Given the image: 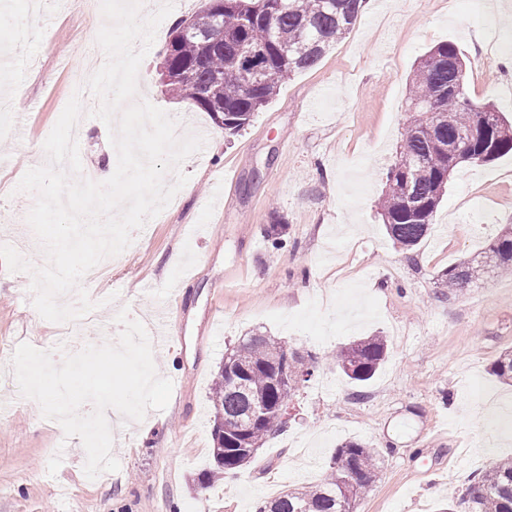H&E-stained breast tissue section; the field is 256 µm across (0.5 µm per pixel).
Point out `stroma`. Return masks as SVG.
I'll use <instances>...</instances> for the list:
<instances>
[{
    "mask_svg": "<svg viewBox=\"0 0 512 512\" xmlns=\"http://www.w3.org/2000/svg\"><path fill=\"white\" fill-rule=\"evenodd\" d=\"M489 14L484 0H374L314 67L296 73L249 125L210 140L215 123L188 100L167 96L157 65L173 25L204 0H174L139 70V96L205 135L181 165L195 187L177 193L144 236L87 285L95 307L80 320V344L116 342L115 316L154 318L165 305L159 376L173 382L164 410L146 414L148 437L113 433L116 472L84 474L79 437L65 438L37 402L15 401L10 358L26 342L65 344L59 324L32 305L31 276L0 263V512H256L285 490L318 483L337 447L359 441L378 453L379 478L357 512H437L468 479L512 457V416L487 413L512 384L490 372L512 351V272L483 274L463 290L439 285L448 266L474 258L512 225V156L459 166L415 248L394 244L379 199L405 131L409 79L430 49L454 42L467 90L512 118V0ZM37 11L25 43L0 29V79L26 88L19 109H0V244L10 243L35 202L17 192L29 158L70 99L74 71L102 16L80 0H0ZM83 169L110 177L117 155L99 119L82 117ZM280 223L283 248L267 231ZM274 336L310 358L283 432L236 478L201 484L210 468L213 380L228 348ZM383 337L388 355L357 387L334 362L344 345Z\"/></svg>",
    "mask_w": 512,
    "mask_h": 512,
    "instance_id": "obj_1",
    "label": "stroma"
}]
</instances>
